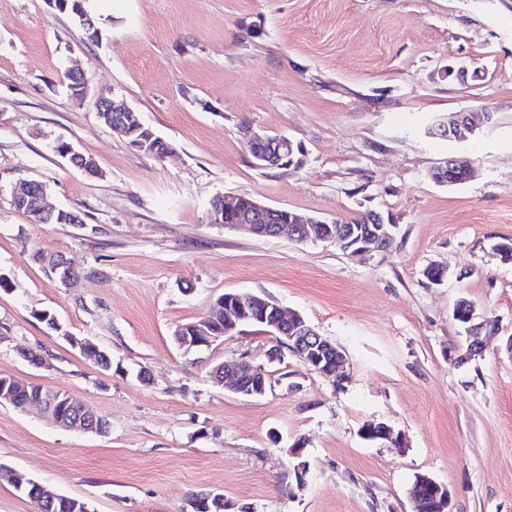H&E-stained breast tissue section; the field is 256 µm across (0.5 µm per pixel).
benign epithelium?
Listing matches in <instances>:
<instances>
[{
	"instance_id": "obj_1",
	"label": "benign epithelium",
	"mask_w": 512,
	"mask_h": 512,
	"mask_svg": "<svg viewBox=\"0 0 512 512\" xmlns=\"http://www.w3.org/2000/svg\"><path fill=\"white\" fill-rule=\"evenodd\" d=\"M58 10L70 9L80 17L82 27L90 40L99 39L96 21L82 6V0H48ZM99 115L106 118L112 133L126 140L130 146L163 157L170 151V146L154 131L146 126L136 113L127 106H119L102 99L98 103ZM481 124L476 122L472 112H450L437 118L428 128L427 135L454 140H462L476 134ZM245 145L252 159L262 169H299L304 159L300 156L303 148L286 135H270L263 132L247 131ZM57 154L85 172L98 173L95 163L86 158L70 143H62ZM439 171L448 172V180L443 181L431 175L435 182L453 186L474 177L476 168L471 161L460 157H448L447 164ZM46 187L32 180H21L12 190V204L16 208L27 210L31 223L42 224L45 219L57 217L61 224H78L79 217L66 210L50 209L45 204ZM207 219L211 224H220L226 228L244 230L254 236L275 238L284 231H289L298 242H330L343 253L361 256L387 247L394 235L391 226L377 212H368L362 217L364 230L342 229L321 219L303 220L292 211L274 208L258 202L255 198L240 195L227 198L220 194L209 204ZM213 310L224 311V330L217 336L184 335L186 327L180 325L175 331L178 342L184 346H212L223 340L224 336L236 332L243 326L261 325L276 336L280 346L288 349L291 356L297 358L308 368L326 379L338 382L343 379L346 358L329 339L322 336L303 316L284 310L267 298L248 292H231L222 295L213 305ZM465 313L468 356L482 352L480 336L485 322L475 315L476 307L465 300L455 306V313ZM215 383L229 388L236 394L246 397H260L265 394L267 383L264 374L247 360L225 362L216 366L211 373ZM54 423L68 429L91 432L96 428V418L86 413V408L70 404L66 415L58 416ZM362 434L374 441H389L400 444V438L394 429L385 423L371 422L364 426ZM412 512L423 500L434 502L436 512H452V499L448 487L428 475H420L410 492Z\"/></svg>"
}]
</instances>
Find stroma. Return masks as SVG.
Here are the masks:
<instances>
[{
    "label": "stroma",
    "mask_w": 512,
    "mask_h": 512,
    "mask_svg": "<svg viewBox=\"0 0 512 512\" xmlns=\"http://www.w3.org/2000/svg\"><path fill=\"white\" fill-rule=\"evenodd\" d=\"M83 5L98 40L48 0H0V376L68 393L109 430L0 405V464L91 512H190L205 492L231 512H412L419 475L447 486L454 512H512V261L492 251L512 239V0ZM74 62L89 81L80 96L64 80ZM461 64L479 79L450 76ZM103 97L132 107L171 153L114 135ZM481 108L494 118L469 140L424 134L439 115ZM245 124L300 143L304 165L255 167ZM59 139L98 175L56 154ZM451 155L473 159L477 177L435 183ZM22 179L80 223H30L10 201ZM219 194L330 221L376 211L397 232L354 259L208 223ZM57 254L76 286L51 272ZM433 265L446 267L442 283L426 278ZM228 292L303 315L343 350L344 380L270 360L277 341L260 325L180 351L176 326ZM462 298L500 327L465 365L452 352L465 342ZM70 334L107 351L111 370ZM242 357L265 373L263 396L213 382V366ZM370 422L402 446L365 440Z\"/></svg>",
    "instance_id": "35a3bbf8"
}]
</instances>
